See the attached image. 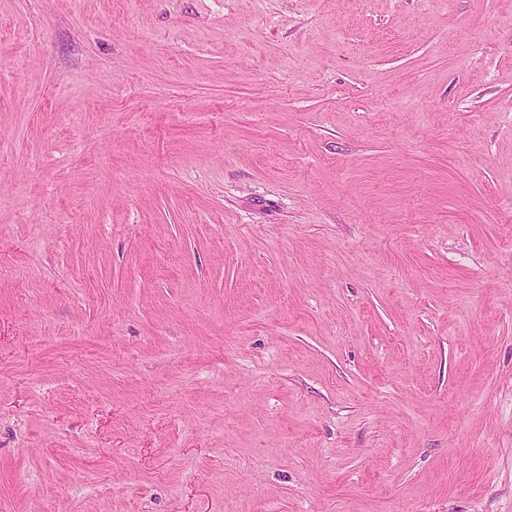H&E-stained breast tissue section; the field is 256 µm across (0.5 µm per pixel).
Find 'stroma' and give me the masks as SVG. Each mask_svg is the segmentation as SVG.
I'll return each mask as SVG.
<instances>
[{
  "instance_id": "obj_1",
  "label": "stroma",
  "mask_w": 512,
  "mask_h": 512,
  "mask_svg": "<svg viewBox=\"0 0 512 512\" xmlns=\"http://www.w3.org/2000/svg\"><path fill=\"white\" fill-rule=\"evenodd\" d=\"M0 512H512V0H0Z\"/></svg>"
}]
</instances>
